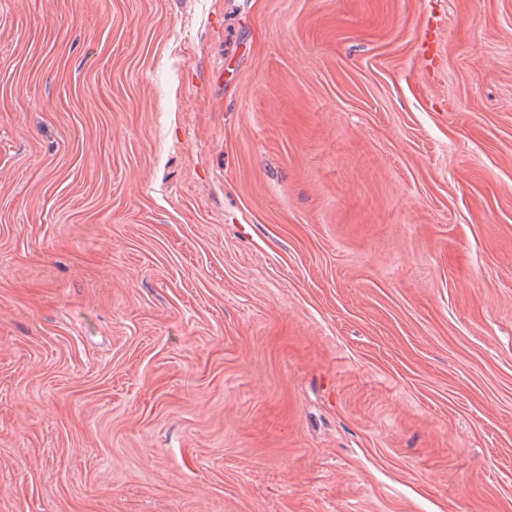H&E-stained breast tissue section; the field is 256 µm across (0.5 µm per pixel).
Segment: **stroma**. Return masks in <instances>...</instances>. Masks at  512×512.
<instances>
[{
    "label": "stroma",
    "mask_w": 512,
    "mask_h": 512,
    "mask_svg": "<svg viewBox=\"0 0 512 512\" xmlns=\"http://www.w3.org/2000/svg\"><path fill=\"white\" fill-rule=\"evenodd\" d=\"M0 512H512V0H0Z\"/></svg>",
    "instance_id": "35a3bbf8"
}]
</instances>
